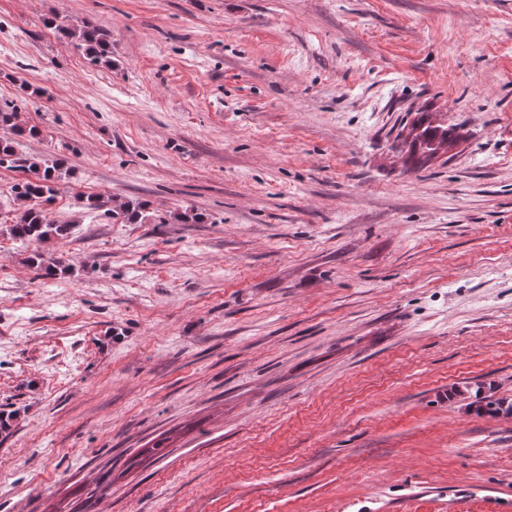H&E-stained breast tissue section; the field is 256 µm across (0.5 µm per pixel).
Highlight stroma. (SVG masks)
<instances>
[{
  "mask_svg": "<svg viewBox=\"0 0 512 512\" xmlns=\"http://www.w3.org/2000/svg\"><path fill=\"white\" fill-rule=\"evenodd\" d=\"M11 101L73 272L0 170V512H512V0H0ZM47 26L55 27L66 38L68 45L80 51L91 64L111 68L112 44L107 32L94 25L69 28L57 18H50ZM406 130L408 133L403 138V144L408 145L411 155L416 151H421L423 159L420 161L423 166L436 155L447 151L448 145L453 143V128H448V124L432 125L425 120L423 115L410 125L404 126L399 137H403ZM27 261L32 267H35L41 277H53L61 274H66L70 271L71 267L65 264L60 258L55 257L52 252H36L28 257ZM485 384L475 383L473 386L466 385L464 389L460 387L450 391L451 395L468 394L469 397L473 393L474 401L470 405L475 407V411L478 413L488 414L491 416L495 415H511L512 414V402L502 399L490 400L489 396L484 395Z\"/></svg>",
  "mask_w": 512,
  "mask_h": 512,
  "instance_id": "1",
  "label": "stroma"
}]
</instances>
